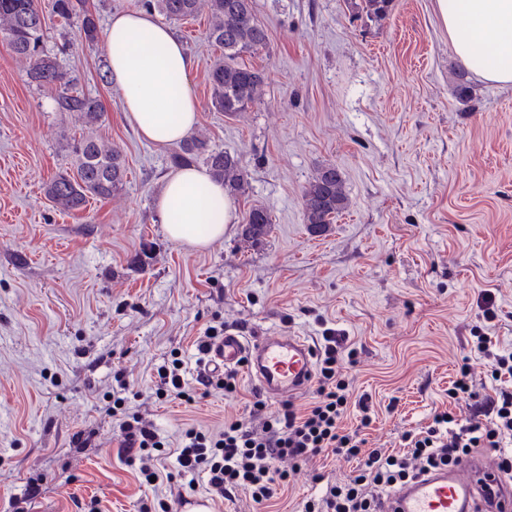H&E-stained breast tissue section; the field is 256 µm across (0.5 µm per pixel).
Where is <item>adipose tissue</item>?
<instances>
[{"instance_id": "1", "label": "adipose tissue", "mask_w": 512, "mask_h": 512, "mask_svg": "<svg viewBox=\"0 0 512 512\" xmlns=\"http://www.w3.org/2000/svg\"><path fill=\"white\" fill-rule=\"evenodd\" d=\"M436 9L461 61L486 82L512 86V0H436ZM103 50L139 134L159 145L185 139L200 107L188 83L193 61L171 30L149 11L119 12ZM156 209L171 240L206 247L223 239L233 201L207 169L185 166L166 179Z\"/></svg>"}]
</instances>
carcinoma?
Returning <instances> with one entry per match:
<instances>
[{"mask_svg": "<svg viewBox=\"0 0 512 512\" xmlns=\"http://www.w3.org/2000/svg\"><path fill=\"white\" fill-rule=\"evenodd\" d=\"M392 3L393 0H361L359 8L369 20L380 22L389 14ZM145 4L156 8L169 21H181L195 16L201 0H145ZM206 6L214 19L208 38L224 48V61L214 64L209 73L211 107L226 116H235L250 109L263 94L264 73L238 62V58L265 47L267 29L256 17L254 0H206ZM53 9L61 18L81 19L77 36L80 45L92 48L98 44V21L85 0H54ZM41 17L38 0H0V33L17 55L29 61L31 82L53 93L56 111L81 117L89 129L73 146V172L56 174L45 189L56 207L79 211L91 197L107 199L118 194L125 183L126 167L120 152L106 147L91 132L102 120L100 104L73 88V80L44 49ZM471 95L469 73L461 70L456 73V99L464 104L470 101ZM198 162L206 165L214 178L224 182L230 195L245 193L247 178L237 155L211 148L206 141L191 137L172 158L173 165L179 167ZM303 204L304 222L318 233L325 231L347 208L345 181L336 166L324 165L317 170L303 191ZM269 224L268 209L252 206L245 217V239L261 242Z\"/></svg>", "mask_w": 512, "mask_h": 512, "instance_id": "obj_1", "label": "carcinoma"}]
</instances>
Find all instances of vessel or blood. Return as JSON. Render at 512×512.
I'll return each mask as SVG.
<instances>
[{"instance_id":"b4317fda","label":"vessel or blood","mask_w":512,"mask_h":512,"mask_svg":"<svg viewBox=\"0 0 512 512\" xmlns=\"http://www.w3.org/2000/svg\"><path fill=\"white\" fill-rule=\"evenodd\" d=\"M316 358L314 344L301 336L268 333L248 340L228 331L212 347L209 364L221 370L246 365L262 392L284 398L308 389ZM487 483L495 486L496 512H512V480L479 453L396 490L384 512H471L476 494Z\"/></svg>"}]
</instances>
